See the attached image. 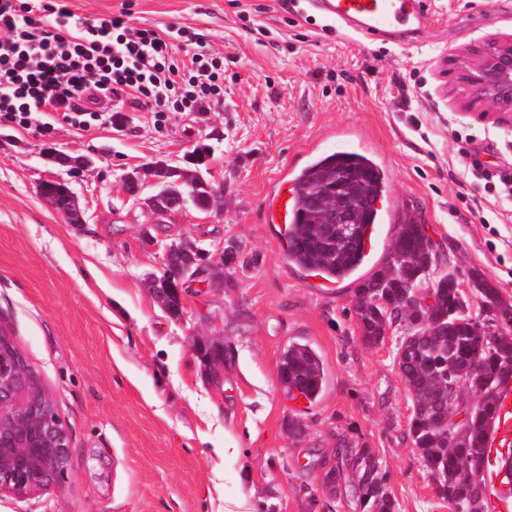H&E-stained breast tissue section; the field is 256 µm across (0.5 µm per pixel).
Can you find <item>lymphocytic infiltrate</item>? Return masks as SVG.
I'll use <instances>...</instances> for the list:
<instances>
[{"label":"lymphocytic infiltrate","mask_w":512,"mask_h":512,"mask_svg":"<svg viewBox=\"0 0 512 512\" xmlns=\"http://www.w3.org/2000/svg\"><path fill=\"white\" fill-rule=\"evenodd\" d=\"M189 44L185 64L173 41ZM224 63L185 27L137 26L128 8L105 19L75 14L68 0H0V122L81 129L105 121L101 101L132 99L155 114L208 106Z\"/></svg>","instance_id":"1"}]
</instances>
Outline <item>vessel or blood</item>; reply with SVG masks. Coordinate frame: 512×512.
Wrapping results in <instances>:
<instances>
[{
    "label": "vessel or blood",
    "mask_w": 512,
    "mask_h": 512,
    "mask_svg": "<svg viewBox=\"0 0 512 512\" xmlns=\"http://www.w3.org/2000/svg\"><path fill=\"white\" fill-rule=\"evenodd\" d=\"M311 11L361 41L404 40L430 21L427 0H307ZM512 457V377L500 381L495 415L482 450L485 491L495 512H512V477L503 469Z\"/></svg>",
    "instance_id": "obj_1"
}]
</instances>
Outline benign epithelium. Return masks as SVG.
<instances>
[{"mask_svg":"<svg viewBox=\"0 0 512 512\" xmlns=\"http://www.w3.org/2000/svg\"><path fill=\"white\" fill-rule=\"evenodd\" d=\"M458 81L466 86L464 107L475 109L494 106L512 112V41L488 44L476 51L473 62L459 72ZM39 192L72 224L84 222L80 201L70 189L63 190V202ZM360 199L344 195L343 185L336 184V209L324 218V230L331 234L333 225L350 224ZM175 250L164 249L163 280L170 284L161 295L162 303L172 298L182 303L181 288L201 276L189 265L174 260ZM193 351L209 353V366L224 370V345L193 343ZM53 404L39 373L27 362L12 338L0 330V495L29 498L67 478L70 468V437L55 411L45 413L43 406Z\"/></svg>","mask_w":512,"mask_h":512,"instance_id":"benign-epithelium-1","label":"benign epithelium"}]
</instances>
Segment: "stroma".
Segmentation results:
<instances>
[{"label": "stroma", "instance_id": "1", "mask_svg": "<svg viewBox=\"0 0 512 512\" xmlns=\"http://www.w3.org/2000/svg\"><path fill=\"white\" fill-rule=\"evenodd\" d=\"M137 25L191 26L224 60L219 102L155 117L107 102L110 123L39 133L0 123V327L41 375L71 438L67 479L0 512H225L243 492L255 512H362L347 458L373 449L398 512H451L408 438L412 400L396 363L403 331L366 344L353 287L288 267L284 225L266 200L291 163L325 153L333 132L359 131L389 172L400 217L423 224L438 271L463 284L478 271L512 303V196L485 173H512V122L465 114L456 71L468 48L512 39V0H432L428 25L397 43H358L311 20L305 0H130ZM208 146L224 214L192 199L157 224L124 176L164 160L187 167ZM93 158L92 166L77 157ZM479 159L483 175L470 171ZM68 182L85 221L39 195ZM189 240L212 271L187 284L171 317L145 286L166 245ZM233 247L239 264L223 270ZM224 343L213 373L194 337ZM311 345L326 387L287 399L278 367L289 342ZM299 423L293 434L289 422ZM231 443L237 457L219 448ZM341 472L326 488L328 470Z\"/></svg>", "mask_w": 512, "mask_h": 512}]
</instances>
